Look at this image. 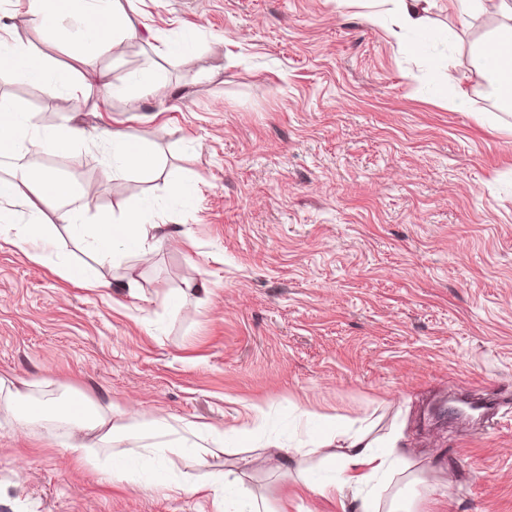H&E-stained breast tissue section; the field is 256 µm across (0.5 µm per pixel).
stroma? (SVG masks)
I'll use <instances>...</instances> for the list:
<instances>
[{"instance_id":"obj_1","label":"stroma","mask_w":512,"mask_h":512,"mask_svg":"<svg viewBox=\"0 0 512 512\" xmlns=\"http://www.w3.org/2000/svg\"><path fill=\"white\" fill-rule=\"evenodd\" d=\"M135 25L85 54L75 20L42 28L28 0H0V36L54 71L107 86L49 95L0 71V97L41 128L84 129L67 155L30 147L34 168L74 176L87 227L141 208L175 231L152 264L96 263L53 210L42 260L0 230V379L28 383L44 410L17 420L0 392V512H221L254 495L278 512H339L320 456L306 477L268 461L336 415L373 435L399 430L436 512H512V111L476 61L501 0L461 19L434 0L424 36L396 43L393 16L348 0H119ZM450 71L465 106L440 97ZM150 73L164 98L145 96ZM148 145L157 165L112 176L108 131ZM179 183L196 196H176ZM102 280L87 288L63 264ZM469 380L494 421H446L432 407ZM175 428H247L238 454L170 458L166 488L113 480L142 465L135 441L86 438L103 465L64 448L55 406L74 398ZM266 413L254 425L255 408ZM240 481L193 494L186 475Z\"/></svg>"}]
</instances>
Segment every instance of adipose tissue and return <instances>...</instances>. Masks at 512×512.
<instances>
[{
  "label": "adipose tissue",
  "instance_id": "obj_1",
  "mask_svg": "<svg viewBox=\"0 0 512 512\" xmlns=\"http://www.w3.org/2000/svg\"><path fill=\"white\" fill-rule=\"evenodd\" d=\"M376 6L368 13L370 22L381 19L382 6H390L399 30L423 29L425 15L432 0H375ZM29 6L40 24L54 28L60 17L67 12L78 15L81 37L89 51L102 53L108 46L109 34L102 26L103 19L114 18L117 13L115 0H30ZM507 24L498 28L494 44L497 61H483L482 70L493 95L504 107H512V0L504 6ZM0 69L14 70L22 79L37 82L49 94L69 88L68 73L46 75L43 68L29 56L28 50L19 43L0 41ZM83 133L76 128L47 131L39 129L35 115L19 109L11 101L0 99V156L15 159L16 165L7 176L0 177V220L9 206H24L30 220L23 225L26 241L36 249H45L51 243L47 225L41 223L42 208L54 210L60 221L76 236L82 237L86 248L99 261L116 259L118 251L150 260L158 249L167 244L173 231L166 224L140 222L137 212H129L122 223H103L93 234H86L85 224L79 210L70 203L81 191L78 183L58 175L50 169L35 170L22 164L26 144L38 146L49 154L60 155L81 141ZM56 412L67 420L76 433L68 447L78 457H85L87 445L84 435L97 433L101 442L112 444L139 438L143 444L140 454L149 459L166 458L172 455L189 456L204 462L207 455L223 451L225 431L206 423L187 424L184 435L171 438L165 423L154 420L140 423L120 414H108L82 406L72 410L70 405L58 406ZM400 435L391 432L383 438L370 437L363 427H355L347 420H331L323 440L313 442L311 447L287 448L270 444L272 455L278 456L281 466H293L303 472L310 454H323L325 461L338 474L337 489L340 505L353 502L358 512H379L381 482L394 475L405 474L411 468L410 460L399 450Z\"/></svg>",
  "mask_w": 512,
  "mask_h": 512
}]
</instances>
